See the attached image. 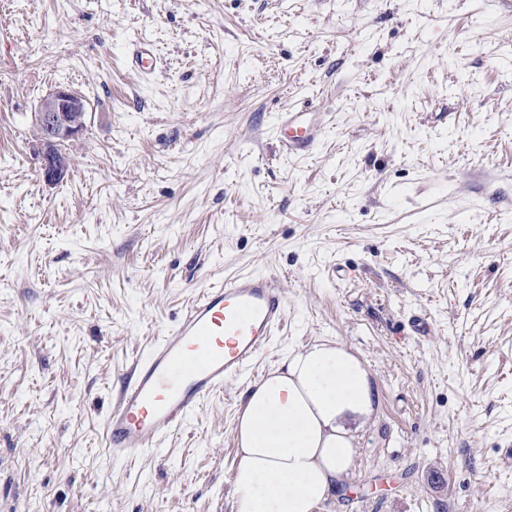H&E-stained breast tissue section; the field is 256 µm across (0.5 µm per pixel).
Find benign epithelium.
I'll use <instances>...</instances> for the list:
<instances>
[{
  "label": "benign epithelium",
  "mask_w": 512,
  "mask_h": 512,
  "mask_svg": "<svg viewBox=\"0 0 512 512\" xmlns=\"http://www.w3.org/2000/svg\"><path fill=\"white\" fill-rule=\"evenodd\" d=\"M87 118V99L69 85L59 84L40 99L35 126L40 144V171L45 182L57 184L68 174V149L86 132Z\"/></svg>",
  "instance_id": "7a95c632"
}]
</instances>
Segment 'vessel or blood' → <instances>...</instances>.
Segmentation results:
<instances>
[{
  "instance_id": "b4317fda",
  "label": "vessel or blood",
  "mask_w": 512,
  "mask_h": 512,
  "mask_svg": "<svg viewBox=\"0 0 512 512\" xmlns=\"http://www.w3.org/2000/svg\"><path fill=\"white\" fill-rule=\"evenodd\" d=\"M326 128L301 112L277 121L282 147L294 155L308 152ZM285 317L283 291L264 275L207 289L129 369L105 421L109 455L134 458L173 436L208 396L252 365Z\"/></svg>"
}]
</instances>
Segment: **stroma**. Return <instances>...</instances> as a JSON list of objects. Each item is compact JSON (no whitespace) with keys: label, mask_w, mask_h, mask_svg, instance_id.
<instances>
[{"label":"stroma","mask_w":512,"mask_h":512,"mask_svg":"<svg viewBox=\"0 0 512 512\" xmlns=\"http://www.w3.org/2000/svg\"><path fill=\"white\" fill-rule=\"evenodd\" d=\"M60 83L88 128L50 184ZM306 105L334 122L286 154ZM247 272L286 293L267 350L111 458L131 362ZM321 340L378 393L323 512H512V0H0V512H236L243 393ZM88 114L87 99L70 85H56L40 99L35 126L45 182L57 184L68 174V149L86 132ZM307 113H322L326 118L312 123L305 119ZM327 112H284L278 116L277 131L283 149L290 154L308 152L323 136L328 126Z\"/></svg>","instance_id":"obj_1"}]
</instances>
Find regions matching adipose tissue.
<instances>
[{
    "label": "adipose tissue",
    "instance_id": "obj_1",
    "mask_svg": "<svg viewBox=\"0 0 512 512\" xmlns=\"http://www.w3.org/2000/svg\"><path fill=\"white\" fill-rule=\"evenodd\" d=\"M378 406L364 363L325 340L248 385L237 414V512H320L353 467Z\"/></svg>",
    "mask_w": 512,
    "mask_h": 512
}]
</instances>
